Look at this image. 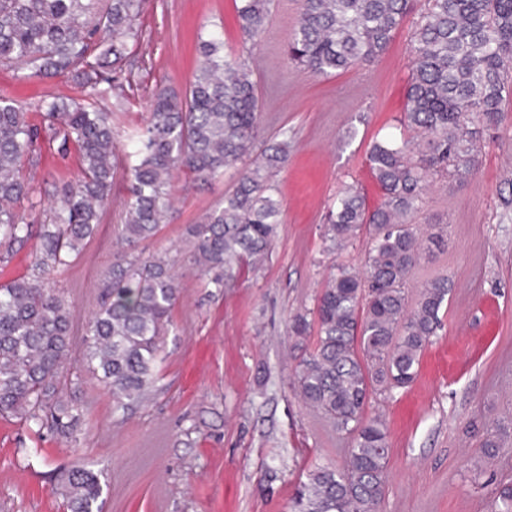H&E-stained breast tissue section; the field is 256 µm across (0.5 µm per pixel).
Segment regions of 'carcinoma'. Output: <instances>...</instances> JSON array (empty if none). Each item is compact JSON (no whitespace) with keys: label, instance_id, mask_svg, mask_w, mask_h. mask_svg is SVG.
Returning <instances> with one entry per match:
<instances>
[{"label":"carcinoma","instance_id":"obj_1","mask_svg":"<svg viewBox=\"0 0 512 512\" xmlns=\"http://www.w3.org/2000/svg\"><path fill=\"white\" fill-rule=\"evenodd\" d=\"M141 10L142 0H0V69L82 78L80 98L37 104L38 122L28 105L0 98V266L34 238L41 246L23 276L0 285V415L67 440L75 439L83 415L68 393L74 300L52 274L95 235L112 204L118 139L112 113L98 101L123 105L130 84L123 67L132 64V47L142 39ZM409 11L410 0H302L288 57L326 76L373 63L389 50ZM236 12L246 38L264 30L265 0H239ZM199 51L185 94L158 87L147 124L123 144L132 163L122 249L83 337V363L116 412L152 395L180 294L176 260L140 250L173 208L175 175L213 180L256 149L260 102L248 60L224 54L218 32L201 39ZM409 53L404 124L415 137L371 143L367 160L382 191L378 206L369 208L348 185L328 215L331 253L366 233L365 271L336 266L312 311L289 324L298 345L317 328L313 349L297 366V394L352 438L341 467H318L300 482L292 512H382L388 432L383 419L365 410L371 395L416 379L453 288L441 275L408 308L406 285L421 256L409 219L428 177L471 176L483 129L497 127L512 110V0H427ZM71 153L80 178L54 183L43 222L22 221L21 202L32 210L44 206L29 170L48 155ZM288 154L285 130L244 169L223 204L192 225L185 254L207 286L224 287L269 253L280 214L272 178ZM505 431L498 424L486 432L479 446L484 458L496 456ZM61 488L68 512H102L100 473L72 469L62 475ZM492 512H512V483L500 484Z\"/></svg>","mask_w":512,"mask_h":512}]
</instances>
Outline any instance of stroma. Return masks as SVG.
Instances as JSON below:
<instances>
[{"mask_svg": "<svg viewBox=\"0 0 512 512\" xmlns=\"http://www.w3.org/2000/svg\"><path fill=\"white\" fill-rule=\"evenodd\" d=\"M300 0H272L261 35L244 41L234 0H144L141 60L113 124L125 133L146 123L159 85L191 82L200 35L224 30V51L250 56L257 85L259 141L287 130V165L275 176L280 222L265 264L246 268L224 288L204 287L188 261L177 272L174 328L152 399L122 415L82 363L86 321L116 253L124 222L126 157H118L112 204L97 234L54 273L74 298L72 396L83 409L70 443L0 417V512H64L59 478L84 466L102 474L103 512H289L294 488L317 466L341 463L351 439L307 407L294 388L301 352L289 335L292 316L312 309L337 263L364 268V245L327 252L329 206L345 186L369 205L380 191L366 163L372 141L400 137L410 74V25L373 65L327 77L289 62L286 48ZM81 80L64 73L20 78L0 70V97L29 105L75 98ZM240 170L195 184L175 180L177 201L144 251H175L188 228L231 191ZM512 112L486 132L479 164L467 181H431L413 221L420 237L448 227V243L413 269L410 300L445 274L454 283L442 326L426 348L414 383L372 397L367 415H382L390 460L383 512H490L499 482L512 479V435L498 455L480 458L487 430L512 422Z\"/></svg>", "mask_w": 512, "mask_h": 512, "instance_id": "obj_1", "label": "stroma"}]
</instances>
